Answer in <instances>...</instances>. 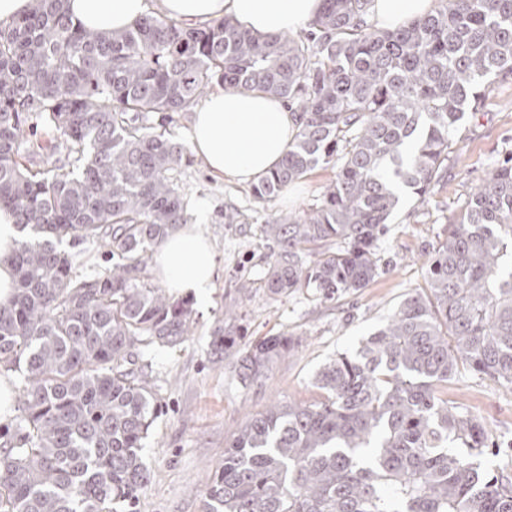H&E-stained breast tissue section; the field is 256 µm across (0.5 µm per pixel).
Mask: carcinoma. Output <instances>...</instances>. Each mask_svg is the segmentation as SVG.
Masks as SVG:
<instances>
[{"label":"carcinoma","instance_id":"cac0c4a2","mask_svg":"<svg viewBox=\"0 0 512 512\" xmlns=\"http://www.w3.org/2000/svg\"><path fill=\"white\" fill-rule=\"evenodd\" d=\"M373 0H323L300 34L261 38L230 18L203 27L144 15L92 31L67 0H33L0 25V207L21 240L0 307V372H17L20 416L0 429V512H136L142 451L160 407L140 350L189 335L191 305L149 282L156 248L192 216L176 174L188 148L151 119L196 106L213 84L283 100L300 126L251 187L269 205L317 168L318 203L275 213L263 288L333 302L382 270L379 241L405 187L443 178L453 133L482 91L512 77V0H440L394 31ZM56 159L35 173L25 156ZM73 249L61 248L63 242ZM112 257L88 278L84 244ZM224 311L211 354L244 386L268 379L299 338L243 350ZM462 369L512 385V164L496 167L448 225L426 287L351 356L316 376L324 398L250 416L224 448L203 512H512V479L481 469L484 424L439 389Z\"/></svg>","mask_w":512,"mask_h":512}]
</instances>
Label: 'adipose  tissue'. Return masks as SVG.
<instances>
[{
  "label": "adipose tissue",
  "instance_id": "ef3b65f1",
  "mask_svg": "<svg viewBox=\"0 0 512 512\" xmlns=\"http://www.w3.org/2000/svg\"><path fill=\"white\" fill-rule=\"evenodd\" d=\"M323 0H158L160 14L199 23L225 16L253 33L276 36L300 31L319 15ZM71 15L89 30L120 31L144 16V0H68ZM436 0H373L371 21L393 30L434 12ZM298 131L287 105L269 95L216 87L193 114L190 146L217 177L255 183L281 162ZM20 240L14 213L0 208V306L13 299L16 278L6 255ZM160 281L179 295L205 299L217 262L200 224L175 229L155 253Z\"/></svg>",
  "mask_w": 512,
  "mask_h": 512
}]
</instances>
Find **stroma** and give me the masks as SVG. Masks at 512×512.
Segmentation results:
<instances>
[{
    "instance_id": "1",
    "label": "stroma",
    "mask_w": 512,
    "mask_h": 512,
    "mask_svg": "<svg viewBox=\"0 0 512 512\" xmlns=\"http://www.w3.org/2000/svg\"><path fill=\"white\" fill-rule=\"evenodd\" d=\"M454 141L445 178L424 199L403 197L395 210L379 249L391 263L389 270L356 295L332 303L304 292L269 299L263 288L269 244L260 232L272 213L317 203L333 177L331 169L315 170L293 185L291 200L277 198L268 208L253 199L249 186L210 176L201 157L181 168L177 179L191 215L214 245L218 269L208 303L194 307L190 335L176 346H154L144 354L163 411L145 441L151 482L137 512H202L199 493L246 417L274 402L308 405L321 399L315 384L319 370L336 354L354 352L407 294L425 287L427 261L451 217L491 169L512 156V78L486 91L477 110L458 125ZM228 209L238 210L237 223H225ZM242 278L252 284L245 296L237 292ZM230 305L244 315L247 333L241 345L284 332L301 339L264 383L242 386L232 368L212 359V331ZM448 403L478 417L504 442V449L482 458L483 467L512 475V450L506 447L512 441V388L463 371L448 381Z\"/></svg>"
}]
</instances>
